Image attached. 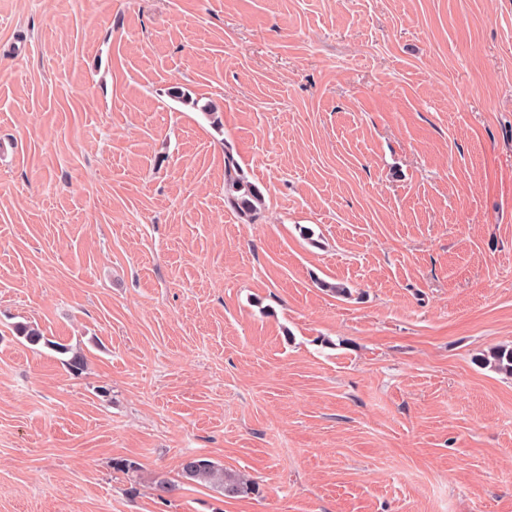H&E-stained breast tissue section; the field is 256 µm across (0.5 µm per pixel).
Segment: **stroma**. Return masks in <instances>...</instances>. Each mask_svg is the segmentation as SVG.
Here are the masks:
<instances>
[{
    "mask_svg": "<svg viewBox=\"0 0 512 512\" xmlns=\"http://www.w3.org/2000/svg\"><path fill=\"white\" fill-rule=\"evenodd\" d=\"M498 347L512 0H0V512H512ZM240 168L231 152L224 154V190L228 204L243 214H249L252 220L258 215L263 204L261 192L252 185L244 183L238 174ZM482 366L512 376V348H496L478 359ZM182 476L208 484L225 497L254 494L256 486L244 477L224 469V465L205 456H190L181 463Z\"/></svg>",
    "mask_w": 512,
    "mask_h": 512,
    "instance_id": "stroma-1",
    "label": "stroma"
}]
</instances>
